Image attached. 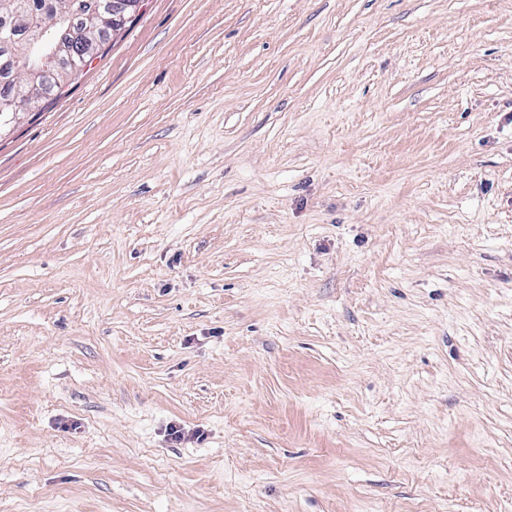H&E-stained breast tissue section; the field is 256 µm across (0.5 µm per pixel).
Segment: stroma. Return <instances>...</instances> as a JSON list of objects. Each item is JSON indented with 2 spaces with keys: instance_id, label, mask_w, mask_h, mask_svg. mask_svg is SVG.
Masks as SVG:
<instances>
[{
  "instance_id": "obj_1",
  "label": "stroma",
  "mask_w": 512,
  "mask_h": 512,
  "mask_svg": "<svg viewBox=\"0 0 512 512\" xmlns=\"http://www.w3.org/2000/svg\"><path fill=\"white\" fill-rule=\"evenodd\" d=\"M0 512H512V0H140L1 129ZM85 57L78 56L74 59L70 65L63 70L48 71L42 76L41 81L37 87H34L26 80L27 92L25 94L31 95V100H36V104L43 102L44 104L49 103L48 95H60L63 92V88L67 82L77 81L83 76V68L85 66ZM44 105V107L46 106Z\"/></svg>"
}]
</instances>
